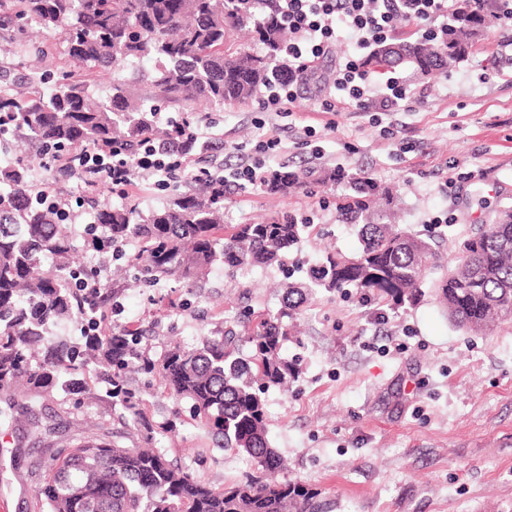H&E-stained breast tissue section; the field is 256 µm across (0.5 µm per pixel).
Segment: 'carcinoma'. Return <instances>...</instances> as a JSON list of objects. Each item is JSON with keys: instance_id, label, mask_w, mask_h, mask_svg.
I'll return each mask as SVG.
<instances>
[{"instance_id": "1", "label": "carcinoma", "mask_w": 512, "mask_h": 512, "mask_svg": "<svg viewBox=\"0 0 512 512\" xmlns=\"http://www.w3.org/2000/svg\"><path fill=\"white\" fill-rule=\"evenodd\" d=\"M254 24L257 0H0V30L20 26L59 31L76 69L112 71V93L95 96L72 71L60 72L48 92L21 86L0 65V143L33 151L0 161V423L20 419L35 443L28 475L39 481V512H323L318 491L279 478L282 461L267 437V414L257 385H284L294 376L280 357L291 320L319 290L356 288L381 306L414 303L421 288H435L448 319L469 331L512 321V206L492 211L490 221L462 242L457 263L434 280L437 255L410 226L395 222L398 196L376 179L330 171L320 181H347L339 216L353 224L360 241L353 255L328 252L301 283L284 285L279 309L259 314L241 340L228 331L192 349H177L158 363H143L138 337L110 324L116 291L107 284L77 288V276L96 281L98 270L79 262L70 225L59 223L50 197L77 178L60 168L64 151L75 155L115 138L130 145L155 136L183 137L177 126L159 129L155 108L136 85L148 83L153 98L194 112L206 102L221 110L252 100L288 75L281 52L284 26L278 0ZM492 0L448 21L438 43L399 41L376 48L369 64L378 70L410 66L422 76L448 72L479 41ZM255 29L264 53L232 42ZM154 60L147 74L126 78L134 60ZM49 177L41 182L35 167ZM200 192H177L148 215L133 204L94 208L100 231L87 246L98 254L134 246L125 261L134 283L148 288L171 278L194 281L216 261L281 265L298 244L302 225L293 217L224 230V187L208 171L191 173ZM304 181L299 170L279 167L263 185L277 192ZM73 323L79 336L56 339L51 327ZM247 348H242V344ZM154 373L174 400L191 401L193 417L210 427L222 448L250 457L256 470L226 488L212 486L190 469L171 463L155 446L173 427L146 424L142 397L125 375ZM99 383L134 424L144 444L121 447L102 435H84L67 449L51 442L36 398L55 391L78 395Z\"/></svg>"}]
</instances>
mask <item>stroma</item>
I'll return each instance as SVG.
<instances>
[{
	"instance_id": "stroma-1",
	"label": "stroma",
	"mask_w": 512,
	"mask_h": 512,
	"mask_svg": "<svg viewBox=\"0 0 512 512\" xmlns=\"http://www.w3.org/2000/svg\"><path fill=\"white\" fill-rule=\"evenodd\" d=\"M38 40L40 64L19 51L5 61L46 91V72L68 69L69 61L62 34L43 33ZM399 74L425 86L427 98L393 119L351 108L323 113L311 98L286 117L263 111L257 98L220 112L203 104L198 110L207 113L228 152L251 151L262 132L273 131L281 139L278 164L373 172L397 191L405 223L450 264L493 209L512 206V58L497 55L488 30L449 73L422 77L406 67ZM392 120L397 133L390 136L383 129ZM449 178L451 190L444 187ZM345 190L330 183L284 194L262 186L227 192L228 224L310 217L286 266L231 271L218 263L190 283L121 286L115 328L139 331L138 350L154 362L225 328L243 332L244 309L277 311L286 275L302 279L324 250L357 251L355 229L336 211ZM86 194L75 180L61 188L80 221L76 250L108 283L111 266L84 245L82 224L93 204L133 201L147 213L165 205L170 193L140 180L93 203ZM296 323L299 333L284 342L281 355L297 376L264 395L268 439L286 462L285 479L317 489L327 512H512V323L482 334L457 328L429 287L415 305L393 309L353 288L320 292ZM127 382L146 399L154 424L176 422V431L157 442L173 463L217 487L254 471L247 456L216 447L212 432L191 418L190 401L170 398L159 378L133 371ZM41 416L58 424L60 448L84 432L108 434L121 446L141 437L101 387L80 400L61 392L42 397ZM29 449L24 439L0 447V485L9 489L5 512H34L38 482L22 468Z\"/></svg>"
}]
</instances>
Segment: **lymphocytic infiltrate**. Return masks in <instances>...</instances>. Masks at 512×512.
<instances>
[{
  "instance_id": "obj_1",
  "label": "lymphocytic infiltrate",
  "mask_w": 512,
  "mask_h": 512,
  "mask_svg": "<svg viewBox=\"0 0 512 512\" xmlns=\"http://www.w3.org/2000/svg\"><path fill=\"white\" fill-rule=\"evenodd\" d=\"M477 4L478 0H280L281 13L291 34L283 50L293 69L288 77L267 87L263 107L279 114L292 112L302 85L331 54L340 25L350 31L357 52L337 60L332 86L320 92L317 99L321 111L338 112L350 106L361 112L390 116L407 104L423 103V95L397 76L387 79L380 91H371L362 51L388 40L402 23L413 25L423 36L443 37L449 18ZM198 144L214 152L219 149L207 127L195 125L189 127L184 139L169 146L146 139L132 153L102 149L85 152L83 172L98 179H111L114 186L122 188L136 179L151 177L158 187L167 189L186 181L188 157ZM280 149V138L267 134L258 143L260 159L232 166L218 163L215 175L228 189L261 185L266 163Z\"/></svg>"
}]
</instances>
